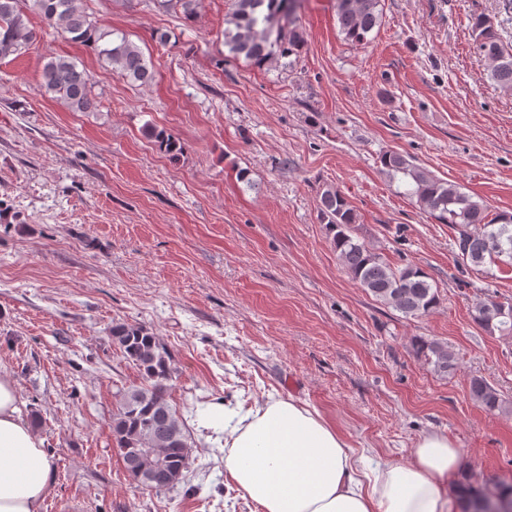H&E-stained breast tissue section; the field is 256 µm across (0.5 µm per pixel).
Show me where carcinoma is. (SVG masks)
Wrapping results in <instances>:
<instances>
[{"instance_id":"carcinoma-1","label":"carcinoma","mask_w":512,"mask_h":512,"mask_svg":"<svg viewBox=\"0 0 512 512\" xmlns=\"http://www.w3.org/2000/svg\"><path fill=\"white\" fill-rule=\"evenodd\" d=\"M156 2L159 8L178 11L187 20L197 15L198 0ZM29 11L38 14L46 27L60 29L92 48L121 78L142 84L154 79L140 47L124 34L116 41L110 39L111 32L87 13L83 0H0V59L28 50L36 40ZM297 11L298 0H233L225 19L224 45L232 57L256 66L277 56H296L304 44ZM336 12L341 33L354 43L366 41L380 24V0H336ZM474 31L479 59L489 61L492 79L511 91L512 52L505 48L490 18L476 17ZM41 87L73 112H97L102 105L89 72L68 56L49 58L42 70ZM153 135L165 152L181 151L172 135L163 130ZM379 162L385 170L410 178L415 184L412 194L420 205L438 222L452 225L462 261L477 268L488 263L512 265V215L488 218L484 206L460 186L437 178L400 152L388 150ZM319 215L346 271L377 301L414 318L438 307V290L427 273L413 266H390L354 235L356 214L336 189L328 187L321 193ZM471 317L491 334L512 337V303L479 299L472 305ZM111 339L144 381L117 394L112 437L118 454L125 459L130 448L161 449L163 465L156 466L147 488L156 492L171 489L183 479L192 456L182 415L169 400L172 356L159 337L139 323L114 325ZM414 349L438 375L445 376L455 367L454 354L446 342L420 337L415 339ZM469 390L471 399L485 410L506 409L498 390L485 379L472 378ZM459 494L460 512H493L499 502L512 501V477L498 480L491 489L466 483L459 487Z\"/></svg>"}]
</instances>
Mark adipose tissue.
Listing matches in <instances>:
<instances>
[{
    "label": "adipose tissue",
    "mask_w": 512,
    "mask_h": 512,
    "mask_svg": "<svg viewBox=\"0 0 512 512\" xmlns=\"http://www.w3.org/2000/svg\"><path fill=\"white\" fill-rule=\"evenodd\" d=\"M197 421L223 435L224 469L260 512L452 510L461 453L445 435L423 436L410 463L363 469L331 423L290 399L271 396L243 413L212 404ZM52 473L14 381L0 374V512H43Z\"/></svg>",
    "instance_id": "adipose-tissue-1"
}]
</instances>
